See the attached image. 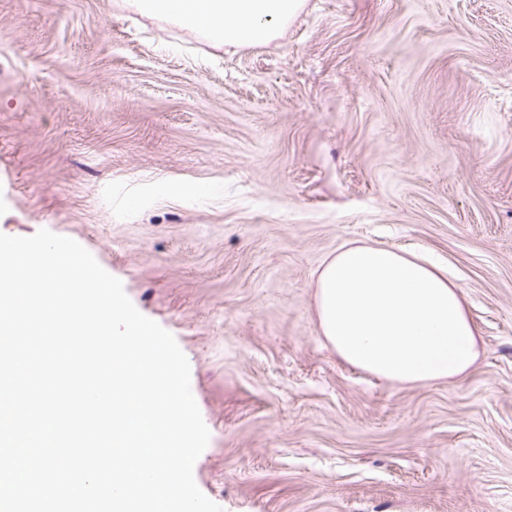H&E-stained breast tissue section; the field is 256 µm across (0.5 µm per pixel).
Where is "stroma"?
I'll return each instance as SVG.
<instances>
[{
  "mask_svg": "<svg viewBox=\"0 0 512 512\" xmlns=\"http://www.w3.org/2000/svg\"><path fill=\"white\" fill-rule=\"evenodd\" d=\"M43 228L175 337L224 512H512V0H305L252 47L0 0V233ZM347 242L447 262L468 375L336 355L314 279Z\"/></svg>",
  "mask_w": 512,
  "mask_h": 512,
  "instance_id": "35a3bbf8",
  "label": "stroma"
}]
</instances>
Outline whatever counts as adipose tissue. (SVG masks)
<instances>
[{
	"instance_id": "adipose-tissue-1",
	"label": "adipose tissue",
	"mask_w": 512,
	"mask_h": 512,
	"mask_svg": "<svg viewBox=\"0 0 512 512\" xmlns=\"http://www.w3.org/2000/svg\"><path fill=\"white\" fill-rule=\"evenodd\" d=\"M211 41L270 42L304 0H127ZM320 332L348 365L397 384L445 383L468 374L480 340L464 290L448 267L425 255L345 244L315 280Z\"/></svg>"
}]
</instances>
